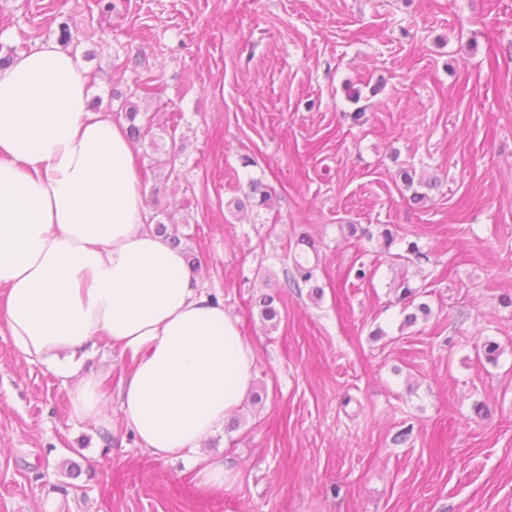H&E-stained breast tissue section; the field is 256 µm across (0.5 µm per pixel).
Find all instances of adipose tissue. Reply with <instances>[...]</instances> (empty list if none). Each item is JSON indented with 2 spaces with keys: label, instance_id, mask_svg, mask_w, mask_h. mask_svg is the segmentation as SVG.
I'll return each mask as SVG.
<instances>
[{
  "label": "adipose tissue",
  "instance_id": "ef3b65f1",
  "mask_svg": "<svg viewBox=\"0 0 512 512\" xmlns=\"http://www.w3.org/2000/svg\"><path fill=\"white\" fill-rule=\"evenodd\" d=\"M123 128L91 109L72 50L42 44L0 71V335L61 380L73 418L97 425L113 397L85 361L101 343L129 356L114 397L125 426L220 493L232 472L201 448L251 391L253 351L147 224Z\"/></svg>",
  "mask_w": 512,
  "mask_h": 512
}]
</instances>
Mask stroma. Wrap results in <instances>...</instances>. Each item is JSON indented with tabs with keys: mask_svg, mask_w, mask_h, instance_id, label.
<instances>
[{
	"mask_svg": "<svg viewBox=\"0 0 512 512\" xmlns=\"http://www.w3.org/2000/svg\"><path fill=\"white\" fill-rule=\"evenodd\" d=\"M64 16L96 109L151 78L150 219L236 319L259 400L208 441L232 479L206 495L0 335V512H512V0H0V48ZM402 278L431 309L411 326Z\"/></svg>",
	"mask_w": 512,
	"mask_h": 512,
	"instance_id": "1",
	"label": "stroma"
}]
</instances>
